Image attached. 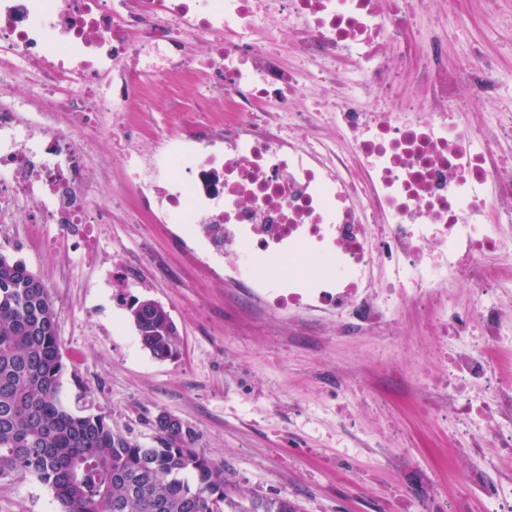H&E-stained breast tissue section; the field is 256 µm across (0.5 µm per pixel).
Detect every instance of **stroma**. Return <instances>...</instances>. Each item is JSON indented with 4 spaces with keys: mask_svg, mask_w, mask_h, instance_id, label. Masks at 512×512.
<instances>
[{
    "mask_svg": "<svg viewBox=\"0 0 512 512\" xmlns=\"http://www.w3.org/2000/svg\"><path fill=\"white\" fill-rule=\"evenodd\" d=\"M436 29L448 40L449 67L475 47L494 61L492 109L512 113V0H437L432 13L411 20L406 37L420 44ZM208 92L205 75L182 76L170 100L152 105L148 126L178 131L197 123L191 109ZM89 204L112 211L98 254L50 248L58 234L52 224H18L0 240V251L25 261L52 293L65 363L61 398L72 411L105 413L113 428L146 445L152 419L171 413L240 493L285 497L298 512H445L462 492L471 512H485V487L512 477V456L478 464L454 453L457 433L426 410L411 384L413 368L435 363L422 308L401 316L398 330L411 342L400 363L379 367L372 357L382 337L295 328L255 313L165 225L137 219L120 168L93 184ZM115 250L133 274L129 287L102 279L103 259ZM146 298L178 328L175 359H155L139 342L129 307ZM350 370L367 400L354 429L336 415V376ZM0 512H60V504L50 487L21 475L0 479Z\"/></svg>",
    "mask_w": 512,
    "mask_h": 512,
    "instance_id": "stroma-1",
    "label": "stroma"
}]
</instances>
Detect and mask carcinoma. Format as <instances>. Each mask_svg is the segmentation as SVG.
<instances>
[{
	"instance_id": "carcinoma-1",
	"label": "carcinoma",
	"mask_w": 512,
	"mask_h": 512,
	"mask_svg": "<svg viewBox=\"0 0 512 512\" xmlns=\"http://www.w3.org/2000/svg\"><path fill=\"white\" fill-rule=\"evenodd\" d=\"M142 346L159 360L179 354L170 314L130 305ZM57 313L41 277L0 252V479L33 475L61 512H297L286 498H234V482L195 445L174 415L155 416L153 444L115 430L104 413L78 414L61 399L65 365Z\"/></svg>"
}]
</instances>
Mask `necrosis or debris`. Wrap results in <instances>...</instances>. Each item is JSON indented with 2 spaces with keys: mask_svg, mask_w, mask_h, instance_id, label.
Listing matches in <instances>:
<instances>
[{
  "mask_svg": "<svg viewBox=\"0 0 512 512\" xmlns=\"http://www.w3.org/2000/svg\"><path fill=\"white\" fill-rule=\"evenodd\" d=\"M432 3L0 0V83L52 99L46 112L0 103V238L22 218L96 253L109 212L90 209L91 178L121 167L150 223L263 314L378 336L422 307L442 370L422 368L416 388L466 432L460 454L511 455L512 155L485 109L494 63L451 73L439 38L407 41ZM403 63L424 106L391 101ZM191 73L213 83L203 122L144 152L130 116ZM304 77L328 93L302 109ZM103 136L117 148L94 157Z\"/></svg>",
  "mask_w": 512,
  "mask_h": 512,
  "instance_id": "1",
  "label": "necrosis or debris"
}]
</instances>
